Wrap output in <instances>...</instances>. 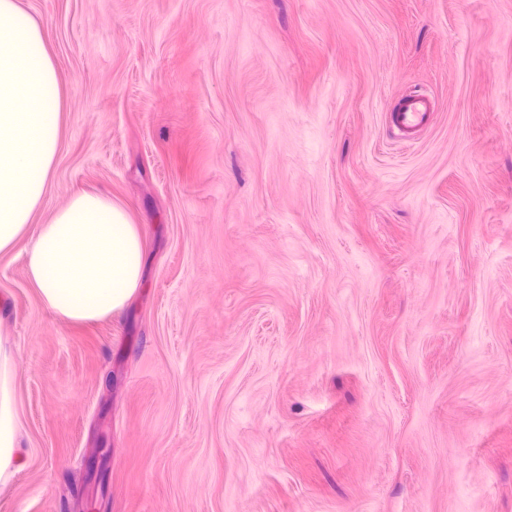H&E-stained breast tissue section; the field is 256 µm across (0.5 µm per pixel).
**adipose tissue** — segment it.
Wrapping results in <instances>:
<instances>
[{"label":"adipose tissue","mask_w":512,"mask_h":512,"mask_svg":"<svg viewBox=\"0 0 512 512\" xmlns=\"http://www.w3.org/2000/svg\"><path fill=\"white\" fill-rule=\"evenodd\" d=\"M0 252L32 235L26 275L61 320L93 322L120 312L143 283L141 237L128 212L103 194L77 193L36 224L59 142L61 88L34 16L0 0ZM17 364L0 324V485L19 461L13 404Z\"/></svg>","instance_id":"1"}]
</instances>
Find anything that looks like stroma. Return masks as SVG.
<instances>
[{
  "label": "stroma",
  "instance_id": "obj_1",
  "mask_svg": "<svg viewBox=\"0 0 512 512\" xmlns=\"http://www.w3.org/2000/svg\"><path fill=\"white\" fill-rule=\"evenodd\" d=\"M17 2L63 92L33 221L105 194L146 267L71 323L0 254V512H512V0ZM433 116L430 96L409 93L395 100L390 112L387 113V121L401 143H411L431 125ZM0 321V485L8 483L19 461V430L13 404L17 364L12 342Z\"/></svg>",
  "mask_w": 512,
  "mask_h": 512
}]
</instances>
